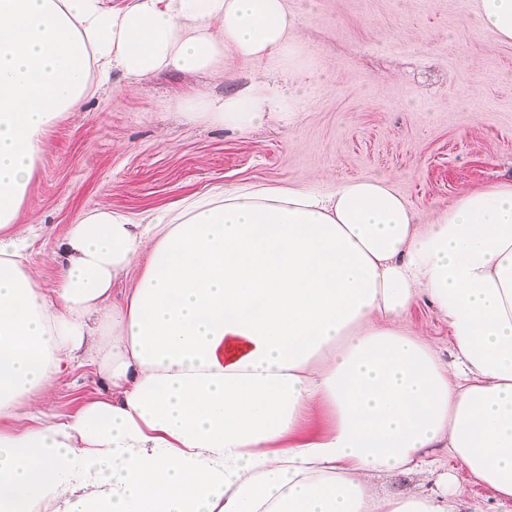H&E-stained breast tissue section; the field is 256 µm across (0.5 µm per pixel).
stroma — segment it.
I'll use <instances>...</instances> for the list:
<instances>
[{
	"label": "stroma",
	"mask_w": 512,
	"mask_h": 512,
	"mask_svg": "<svg viewBox=\"0 0 512 512\" xmlns=\"http://www.w3.org/2000/svg\"><path fill=\"white\" fill-rule=\"evenodd\" d=\"M300 21L314 71L301 112L241 134L176 112L175 98L219 97L264 76L224 58L220 75L169 72L133 91L105 88L47 137L21 226H35L32 256L52 287L55 243L76 215L108 203L134 215L214 187L310 186L385 177L430 223L465 188L512 179V45L471 18L469 0H314ZM443 360L453 352L434 308L409 317ZM55 411L101 398L94 368L61 376Z\"/></svg>",
	"instance_id": "stroma-1"
}]
</instances>
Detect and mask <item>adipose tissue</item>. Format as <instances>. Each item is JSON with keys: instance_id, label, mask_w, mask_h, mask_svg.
<instances>
[{"instance_id": "adipose-tissue-1", "label": "adipose tissue", "mask_w": 512, "mask_h": 512, "mask_svg": "<svg viewBox=\"0 0 512 512\" xmlns=\"http://www.w3.org/2000/svg\"><path fill=\"white\" fill-rule=\"evenodd\" d=\"M471 8L512 44V0ZM228 55L283 78L184 113L240 133L297 117L288 0H0V512H462L476 483L512 506V180L428 224L380 177L104 204L42 287L16 220L48 132L114 77L219 75ZM423 297L453 361L407 322ZM84 366L110 394L59 417L54 385ZM384 474L435 488L382 495Z\"/></svg>"}]
</instances>
